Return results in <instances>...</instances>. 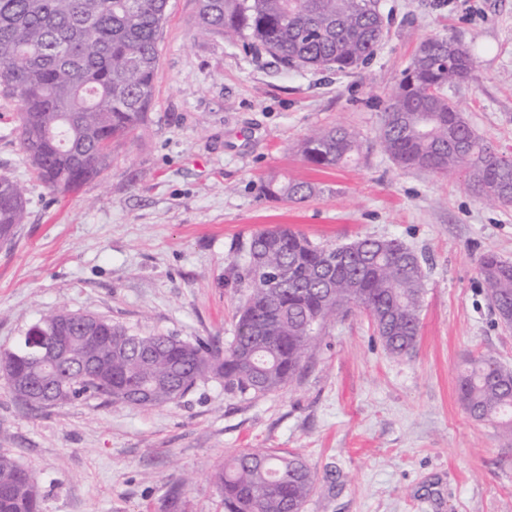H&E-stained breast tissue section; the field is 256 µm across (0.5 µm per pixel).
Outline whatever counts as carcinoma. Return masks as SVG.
<instances>
[{
    "mask_svg": "<svg viewBox=\"0 0 512 512\" xmlns=\"http://www.w3.org/2000/svg\"><path fill=\"white\" fill-rule=\"evenodd\" d=\"M168 0H0V98L17 105L16 131L36 178L58 193L77 190L107 168L112 141L143 124L158 75V38ZM198 27L263 49L286 66L351 71L368 61L386 24L375 0H200ZM468 45L428 38L389 95L379 136L401 169L446 175L464 171L475 195L512 186L503 162L457 111L448 87L475 77ZM312 164L336 168L360 153L356 135L320 129L300 146ZM262 191L292 202L316 188L303 181ZM24 187L0 176V240L25 223ZM235 267L246 299L234 334L220 349L178 336L142 334L105 320L112 348L88 355L111 360L112 382L91 386L68 376L60 402L91 395L113 405L140 406L139 387L157 407L183 398L198 383L224 379L230 391L261 397L293 382L328 324L364 309L386 350L413 352L425 294L422 262L400 240L358 238L331 248L285 225L253 232ZM487 296L512 326V261L495 253L478 260ZM284 272L279 287L270 277ZM470 416L512 435V371L491 355L472 358L459 378ZM227 512H303L316 479L299 455L241 451L215 472ZM0 512H42L34 474L0 452Z\"/></svg>",
    "mask_w": 512,
    "mask_h": 512,
    "instance_id": "carcinoma-1",
    "label": "carcinoma"
}]
</instances>
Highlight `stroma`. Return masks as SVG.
Returning <instances> with one entry per match:
<instances>
[{
  "instance_id": "obj_1",
  "label": "stroma",
  "mask_w": 512,
  "mask_h": 512,
  "mask_svg": "<svg viewBox=\"0 0 512 512\" xmlns=\"http://www.w3.org/2000/svg\"><path fill=\"white\" fill-rule=\"evenodd\" d=\"M378 5L389 24L374 57L322 72L200 32L199 0H168L147 121L63 196L24 162L16 107L0 99V175L28 198L25 224L0 242V351L57 308L225 346L244 301L238 248L270 225L325 247L397 238L424 258L407 357L355 309L290 385L258 398L211 379L160 407L89 396L34 410L0 378V450L34 473L43 512H224L213 474L242 450L302 456L317 480L304 512H512V436L471 418L458 394L470 358L512 370V329L477 269L486 253L512 260V206L481 201L462 172L397 169L378 143L384 102L419 44L447 35L476 60L449 98L512 155V0ZM331 127L359 134V161L304 158L302 140ZM287 179L317 191L301 203L262 195Z\"/></svg>"
}]
</instances>
